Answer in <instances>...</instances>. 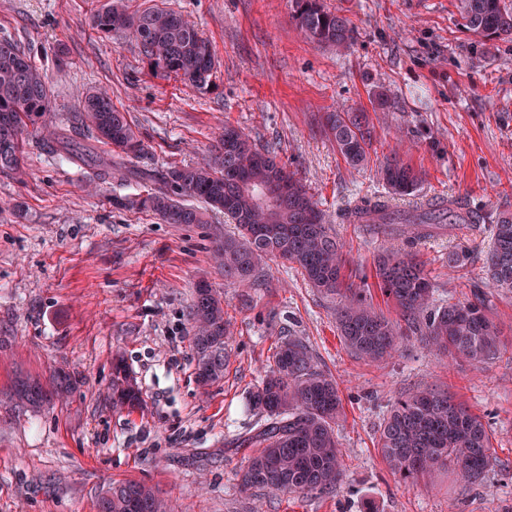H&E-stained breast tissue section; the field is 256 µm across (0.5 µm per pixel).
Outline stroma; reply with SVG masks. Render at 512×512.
Instances as JSON below:
<instances>
[{
  "label": "stroma",
  "instance_id": "1",
  "mask_svg": "<svg viewBox=\"0 0 512 512\" xmlns=\"http://www.w3.org/2000/svg\"><path fill=\"white\" fill-rule=\"evenodd\" d=\"M104 0H0V38L32 51L50 81L46 122L82 150L95 142L78 126L80 94L106 90L150 148L122 184L86 185L78 162L51 158L43 134L26 137L28 177H0V512H97L109 487H153L169 512H504L512 506V290L487 291V314L507 348L474 364L409 337L393 358H357L336 329V302L295 264L267 261L263 284L224 285L212 260L233 233L223 215L206 224H167L152 212L119 208L149 183L142 172L208 157L225 124L275 151L310 189L343 245L344 275L365 282L372 303L399 314L379 289L375 261L401 244L403 224L375 230L342 220L363 199L387 196L378 170L392 148L420 171L416 192L396 209L454 199L476 216L418 241L433 303L470 297L483 282L491 226L512 213V39L461 29L457 0H323L355 31L350 51L304 41L289 0H128L181 12L213 46L216 78L205 92L152 75L121 31L101 36L90 14ZM384 91L393 111L378 109ZM365 110L372 128L367 164L350 168L324 115ZM466 246L463 270L449 251ZM221 291L228 359L221 382L201 385L193 361L189 307L196 284ZM293 335L315 366L336 380V435L344 480L326 494L244 491L238 473L251 456L243 436L248 391L275 346ZM122 357L140 391L133 411L112 407V362ZM73 378L64 397L38 407L19 400L28 378ZM439 388L482 416L493 458L482 480L463 486L448 472L406 486L377 442L397 397Z\"/></svg>",
  "mask_w": 512,
  "mask_h": 512
}]
</instances>
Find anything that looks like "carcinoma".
I'll list each match as a JSON object with an SVG mask.
<instances>
[{
    "mask_svg": "<svg viewBox=\"0 0 512 512\" xmlns=\"http://www.w3.org/2000/svg\"><path fill=\"white\" fill-rule=\"evenodd\" d=\"M292 18L304 39L339 52L350 50L355 31L348 18L327 9L323 0H290ZM465 30L484 38H512V3L508 0H458ZM93 30L108 34L126 30L138 45L150 71L163 79H180L199 90L211 87L216 71L210 42L181 13L150 6L130 13L119 0H106L91 16ZM82 122L99 148L115 155V172L127 161L149 153L126 114L103 91L81 97ZM51 108L46 73L34 57L7 38L0 39V176L17 181L26 175L24 134L45 130ZM325 123L339 153L353 167L364 166L372 146L371 128L363 110L328 112ZM60 151L90 168L88 182L102 179L99 165L79 155L68 141ZM380 175L389 197L367 199L345 216H364L374 223L400 220L426 230L437 223L436 212L417 207L407 215L391 210L390 198L412 195L420 173L388 159ZM279 184L280 207L261 203L263 190ZM185 196L205 203L202 208L182 203ZM118 207L150 210L168 224H206L210 214H224L237 234L227 236L215 249L224 271L225 285L256 281L262 262L280 257L296 264L322 294L340 298L336 325L345 345L358 357L384 360L398 350L411 332L436 350L454 358L486 363L501 354V340L485 312L478 291L473 297L429 309L433 295L430 279L414 249L415 239L381 255L375 275L381 291L400 310L403 323L377 312L367 289L346 283L343 245L329 227L326 215L306 187L277 161L231 124L224 125L214 162L169 166L147 194L136 200L116 196ZM487 287L512 289V214L502 213L494 224V237L484 256ZM194 323L193 348L196 371L210 373V383L224 376L227 328L221 296L208 286L195 289L189 310ZM27 401L44 399L35 380L21 384ZM112 405L133 410L140 405L139 392L115 365ZM246 409L258 416L242 441L257 452L242 469L241 484L249 491L271 493H326L344 477L342 450L335 425L342 413L336 382L318 371L308 347L299 339L280 342L272 365L249 394ZM378 448L392 473L414 484L438 469H447L467 484L478 482L490 463L491 435L481 416L437 389L409 392L398 398L383 420ZM99 512H166L152 488L137 482L112 487L98 504Z\"/></svg>",
    "mask_w": 512,
    "mask_h": 512,
    "instance_id": "1",
    "label": "carcinoma"
}]
</instances>
